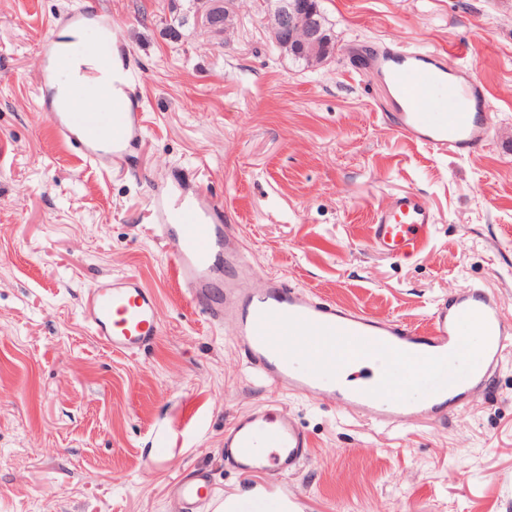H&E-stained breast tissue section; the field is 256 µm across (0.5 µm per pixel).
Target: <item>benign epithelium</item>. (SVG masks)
I'll list each match as a JSON object with an SVG mask.
<instances>
[{
  "instance_id": "7a95c632",
  "label": "benign epithelium",
  "mask_w": 512,
  "mask_h": 512,
  "mask_svg": "<svg viewBox=\"0 0 512 512\" xmlns=\"http://www.w3.org/2000/svg\"><path fill=\"white\" fill-rule=\"evenodd\" d=\"M265 9L267 28L282 52L293 54L307 47H319L321 27L313 19L288 8L286 0H265Z\"/></svg>"
}]
</instances>
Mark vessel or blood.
<instances>
[{"label": "vessel or blood", "instance_id": "obj_1", "mask_svg": "<svg viewBox=\"0 0 512 512\" xmlns=\"http://www.w3.org/2000/svg\"><path fill=\"white\" fill-rule=\"evenodd\" d=\"M85 30V53L115 45L132 62L118 25L92 9L68 15ZM363 69L388 89L398 132L431 153L465 157L488 137V93L471 70L451 68L440 54L397 47L370 55ZM72 106L56 112L40 103L58 139L75 142L86 166L100 170L130 158L142 141L143 114L136 102L119 95L96 110L78 107L83 88L71 86ZM151 215L188 302L208 321L232 323L235 344L247 367L264 387L310 400L323 399L370 423L394 428L423 421H446L469 392L489 388L506 354L512 353V318L497 298L473 287L437 305L426 329L397 319H377L315 297L271 276L261 291L250 280L254 269L224 208L193 182L174 179L159 187ZM433 221L417 195L397 196L377 213L371 240L380 251L404 255L418 249ZM88 319L92 333L112 351L135 356L151 349L160 334L157 298L135 276L95 284ZM478 328L484 340L476 358L463 354L462 339ZM321 342L304 353L306 339ZM308 437L287 410L278 406L236 416L224 429L225 467L243 475H294L308 459ZM172 491L195 512H304L303 501L288 491L252 487L247 496L217 498L206 473L195 470L176 480Z\"/></svg>", "mask_w": 512, "mask_h": 512}]
</instances>
